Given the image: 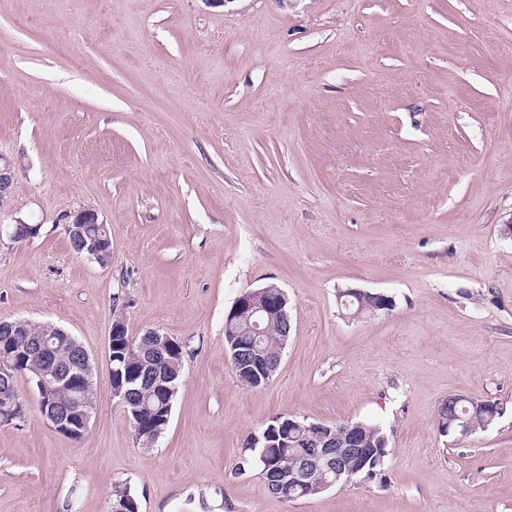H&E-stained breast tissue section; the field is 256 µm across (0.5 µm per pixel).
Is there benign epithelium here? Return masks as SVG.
Returning <instances> with one entry per match:
<instances>
[{
    "mask_svg": "<svg viewBox=\"0 0 512 512\" xmlns=\"http://www.w3.org/2000/svg\"><path fill=\"white\" fill-rule=\"evenodd\" d=\"M14 163L0 156V195L12 192L14 185ZM98 213L90 208H81L66 215V229L70 231V238L77 244L78 252H86L92 256H100L112 253V241L99 235L92 229L94 224H102ZM263 292L273 296L274 303L269 307L256 306L250 299L253 292L247 291L240 296L238 303V317L245 320V327L238 330L233 322L224 324L226 336H260L264 333L265 320L279 316L285 323V328H290L289 314L285 311L288 297L279 286L268 284L263 287ZM28 321L24 319L2 320L0 319V336L7 337V346L0 349V413L6 414L12 411L19 403L17 380L24 375L20 370L25 359L35 353L46 354L51 350L46 340L39 339L30 343L27 330ZM72 348L77 351L76 363L65 368H57L48 374L41 375L39 386L43 393L67 391L71 394L70 403L64 408L47 405L43 408L42 416L58 432L67 435L82 437L88 431L95 409L85 402L93 370V361L77 342L71 340ZM234 364L232 368L242 365L244 368H259L265 377H270L279 367L282 353L274 355L258 354L245 343H233ZM288 426L298 430H306L313 434L316 443L323 447V451L304 456V464L299 471L291 475L296 483L303 484L310 470L317 467L321 461L336 462V485L343 487L352 480V476L360 474L367 466L375 464L377 454L375 449L367 447V442L356 433V430L346 426L341 433L334 434L330 427L320 423L308 425L288 421ZM440 430L448 434L453 432L461 437L471 434V426L462 418L448 420L440 426ZM350 461L356 464L353 475L345 474L343 463Z\"/></svg>",
    "mask_w": 512,
    "mask_h": 512,
    "instance_id": "7a95c632",
    "label": "benign epithelium"
}]
</instances>
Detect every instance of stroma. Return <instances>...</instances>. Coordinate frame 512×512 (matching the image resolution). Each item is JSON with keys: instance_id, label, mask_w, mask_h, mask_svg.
<instances>
[{"instance_id": "stroma-1", "label": "stroma", "mask_w": 512, "mask_h": 512, "mask_svg": "<svg viewBox=\"0 0 512 512\" xmlns=\"http://www.w3.org/2000/svg\"><path fill=\"white\" fill-rule=\"evenodd\" d=\"M0 319L68 330L94 363L78 440L0 424V512H512V0H0ZM95 209L103 268L63 217ZM276 284L291 331L262 388L224 319ZM357 288L393 308L358 317ZM185 347L165 432L138 445L112 393L115 310ZM500 403L443 435L449 395ZM369 421L374 477L285 501L248 436L274 417Z\"/></svg>"}]
</instances>
